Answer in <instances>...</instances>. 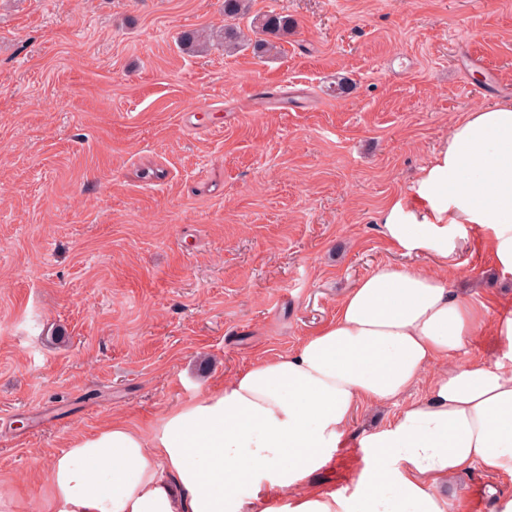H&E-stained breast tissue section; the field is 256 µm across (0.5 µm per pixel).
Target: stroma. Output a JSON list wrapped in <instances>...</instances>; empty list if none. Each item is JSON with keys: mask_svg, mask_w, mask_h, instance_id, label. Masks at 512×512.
<instances>
[{"mask_svg": "<svg viewBox=\"0 0 512 512\" xmlns=\"http://www.w3.org/2000/svg\"><path fill=\"white\" fill-rule=\"evenodd\" d=\"M291 16L279 54L183 50L224 0H0V512H47L53 457L288 355L404 254L380 214L467 112L512 100V0H252ZM349 92H340L339 81ZM448 264L512 310L473 231ZM359 408L307 480L351 494ZM450 512L512 496L461 473Z\"/></svg>", "mask_w": 512, "mask_h": 512, "instance_id": "stroma-1", "label": "stroma"}]
</instances>
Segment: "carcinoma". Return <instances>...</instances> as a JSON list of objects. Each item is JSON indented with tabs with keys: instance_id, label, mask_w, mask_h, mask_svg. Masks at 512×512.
<instances>
[{
	"instance_id": "carcinoma-1",
	"label": "carcinoma",
	"mask_w": 512,
	"mask_h": 512,
	"mask_svg": "<svg viewBox=\"0 0 512 512\" xmlns=\"http://www.w3.org/2000/svg\"><path fill=\"white\" fill-rule=\"evenodd\" d=\"M250 11V0H224V48L252 49L258 57L270 56L277 50V41L294 32L295 20L281 13H269L256 17L245 28L238 20L246 17ZM185 48L200 52L207 48L209 36L199 32H185L181 36Z\"/></svg>"
}]
</instances>
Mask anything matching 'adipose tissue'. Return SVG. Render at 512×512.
<instances>
[{
  "label": "adipose tissue",
  "mask_w": 512,
  "mask_h": 512,
  "mask_svg": "<svg viewBox=\"0 0 512 512\" xmlns=\"http://www.w3.org/2000/svg\"><path fill=\"white\" fill-rule=\"evenodd\" d=\"M406 252L445 258L471 225L512 274V103L468 112L383 213ZM448 267L387 266L340 301L291 354L262 360L171 409L150 431L115 422L52 460L50 512H450L457 475H512V314L484 321ZM494 360H459L480 327ZM425 398L364 435L351 496L306 479L343 446L360 406Z\"/></svg>",
  "instance_id": "obj_1"
}]
</instances>
